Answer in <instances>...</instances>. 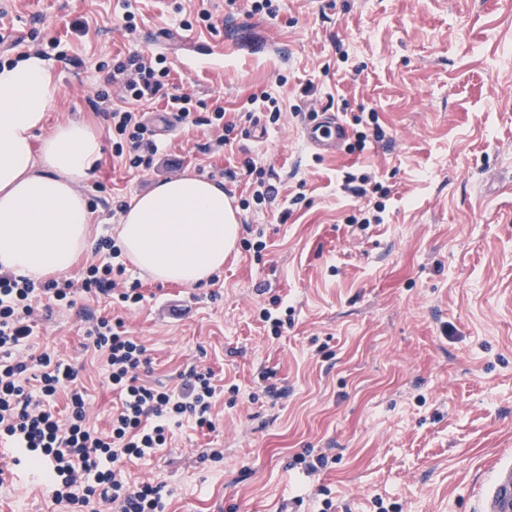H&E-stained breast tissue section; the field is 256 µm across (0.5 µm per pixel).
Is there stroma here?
<instances>
[{"label":"stroma","instance_id":"obj_1","mask_svg":"<svg viewBox=\"0 0 512 512\" xmlns=\"http://www.w3.org/2000/svg\"><path fill=\"white\" fill-rule=\"evenodd\" d=\"M214 29H186L199 2ZM0 0V28L58 41L81 66L54 62L57 104L103 134L81 191L93 237L116 235L112 211L160 181L236 171L234 251L202 285L141 279L144 300L85 298L38 321L28 351L80 370L88 414L107 428L116 396L86 320L105 315L147 347L141 381L172 389L190 365L224 387L215 430L183 422L129 480L164 486L165 512H485L512 466V0ZM138 28L124 36L121 17ZM86 22L77 31V22ZM162 54L170 79L232 124L226 150L202 155L205 127L168 128L163 100L154 170L112 158L90 104L98 65ZM276 99L270 124L251 95ZM340 113L348 136L331 156L303 140L311 113ZM385 132L355 150L354 119ZM262 129L263 137L249 133ZM364 180L366 196L344 191ZM274 198L257 203L259 182ZM383 205V221L359 219ZM264 239L254 252L250 242ZM280 300L291 323L273 336L259 314ZM221 461L209 459L212 449ZM326 455L309 473L302 454ZM0 484V512H62L24 464Z\"/></svg>","mask_w":512,"mask_h":512}]
</instances>
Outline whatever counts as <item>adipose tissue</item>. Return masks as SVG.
Masks as SVG:
<instances>
[{
    "label": "adipose tissue",
    "mask_w": 512,
    "mask_h": 512,
    "mask_svg": "<svg viewBox=\"0 0 512 512\" xmlns=\"http://www.w3.org/2000/svg\"><path fill=\"white\" fill-rule=\"evenodd\" d=\"M56 93L42 56L0 66V269L35 280L68 271L90 247L91 213L78 186L103 157L86 125L46 128ZM238 231L223 185L184 175L134 197L118 237L154 280L192 287L223 267Z\"/></svg>",
    "instance_id": "obj_1"
}]
</instances>
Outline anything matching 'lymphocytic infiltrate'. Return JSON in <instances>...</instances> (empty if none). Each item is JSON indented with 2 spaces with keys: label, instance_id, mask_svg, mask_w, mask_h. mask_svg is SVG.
<instances>
[{
  "label": "lymphocytic infiltrate",
  "instance_id": "lymphocytic-infiltrate-1",
  "mask_svg": "<svg viewBox=\"0 0 512 512\" xmlns=\"http://www.w3.org/2000/svg\"><path fill=\"white\" fill-rule=\"evenodd\" d=\"M167 58L132 53L116 57L91 101L112 132V154L132 169L153 168L158 151L154 131L138 106L162 99L177 122L213 126L219 134L212 143L199 145L201 153L227 145L223 107L210 115L195 114L193 98L170 83ZM121 104H113V90ZM96 261L84 270L80 282L68 279L34 281L0 271V442L15 448L20 461L39 468L55 504L65 512H164L162 484H129L122 464L154 457L166 447L171 424L193 419L198 427L213 429L217 386L212 371L189 369L178 389L159 390L139 381L148 366L146 347L115 328L111 319L96 318L87 335L107 363L119 405L108 431L87 421L86 393L77 383V370L61 359L39 355L38 373L20 356L32 333L40 300L70 307L76 294L118 297L139 304L142 283L126 276L122 250L114 238L100 237L94 247ZM66 394V415H59L56 400Z\"/></svg>",
  "mask_w": 512,
  "mask_h": 512
}]
</instances>
